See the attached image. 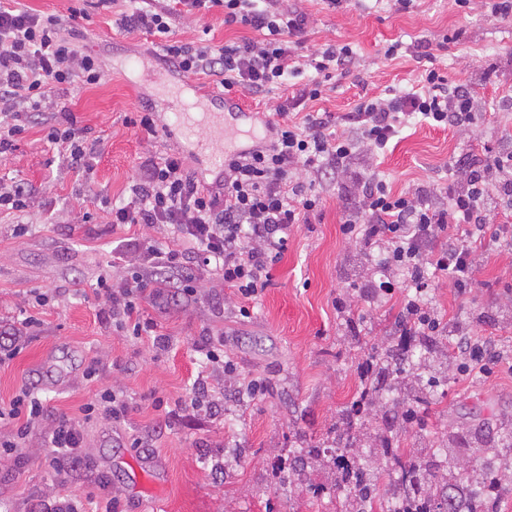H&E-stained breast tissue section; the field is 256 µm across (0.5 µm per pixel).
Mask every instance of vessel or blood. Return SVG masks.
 Wrapping results in <instances>:
<instances>
[{
    "label": "vessel or blood",
    "mask_w": 512,
    "mask_h": 512,
    "mask_svg": "<svg viewBox=\"0 0 512 512\" xmlns=\"http://www.w3.org/2000/svg\"><path fill=\"white\" fill-rule=\"evenodd\" d=\"M214 96L200 90L188 78H180L168 99L167 109L178 116L175 132L191 147L196 156L204 158L209 167L222 169L223 154L217 153L214 145L225 138L228 113L234 112L237 105L233 99H225L224 109L211 111Z\"/></svg>",
    "instance_id": "1"
}]
</instances>
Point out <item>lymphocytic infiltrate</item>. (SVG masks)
I'll return each instance as SVG.
<instances>
[{"instance_id": "f902f5d3", "label": "lymphocytic infiltrate", "mask_w": 512, "mask_h": 512, "mask_svg": "<svg viewBox=\"0 0 512 512\" xmlns=\"http://www.w3.org/2000/svg\"><path fill=\"white\" fill-rule=\"evenodd\" d=\"M120 23L127 33L147 32L163 43V58L181 75L208 78L225 93L259 99L308 73L290 103L273 105L265 123L274 138L239 150L210 182L200 181L176 152L140 162L129 193L103 199L111 224L167 227L166 244L131 240V274L99 279L102 312L117 330L144 338L157 349L167 345L146 306L160 296L193 297L203 275L228 288L242 317L271 285L273 271L288 249L290 233L309 223L323 205L322 188L343 190L346 203L340 232L366 254L378 255L383 274L368 287L377 299L395 301V333L404 345L418 336H452L468 356V370L489 374L481 337L430 304L429 294L448 280L456 297L466 298L479 272V250L512 247V222L490 225L499 207L512 206V150L485 147L454 164L444 184H420L396 193L374 167L389 143L411 122L466 128L479 114L473 86H449L437 69L424 70L408 89L387 88L361 100L344 120L313 110L336 73L346 71L350 45L326 44L307 51L304 36L312 20L302 0H121ZM82 7L68 20L21 7L0 5V157L17 149L31 122H39L72 169L86 168L101 143L70 110L71 86L98 84V59L84 53ZM222 18L225 26L249 29L247 37L221 45L173 39V21ZM45 415L42 400L21 388L0 408V453L24 444ZM51 462L75 466L82 444L80 425L56 419L46 435Z\"/></svg>"}]
</instances>
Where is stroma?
Here are the masks:
<instances>
[{
  "instance_id": "1",
  "label": "stroma",
  "mask_w": 512,
  "mask_h": 512,
  "mask_svg": "<svg viewBox=\"0 0 512 512\" xmlns=\"http://www.w3.org/2000/svg\"><path fill=\"white\" fill-rule=\"evenodd\" d=\"M304 6L314 19L308 45L333 40L357 53L350 70L329 82L318 109L343 117L360 99L410 86L431 65L449 86L478 88L476 126L458 131L413 124L377 157L393 191L447 181L456 160L483 143L512 137V113L502 109L504 98L512 97V17L464 9L454 0H413L405 11L391 0H343L334 9L324 0H305ZM113 20L110 9L90 11L82 50L100 58L102 79L69 96L71 111L102 143L90 177L68 168L37 127L0 161V181L25 184L35 199L23 212L0 210V325L20 330L18 354L0 363V405L29 387L48 418L76 419L82 405L108 388L122 394L130 410L121 423L98 419L83 425L80 461L65 471L44 453V427L32 429L25 448L0 455V512H53L70 499L94 512L113 497L122 512H143L148 503L161 512H336L329 501L312 500L304 486L283 484L277 466L295 446L294 430L309 445L327 447L340 411L360 389L358 363L372 349L394 343L392 303L367 298L362 289L381 269L341 234L344 200L330 188L321 212L290 236L250 317H241L225 302L224 288L206 279L191 300L161 297L151 308L168 350H153L105 323L96 281L107 272L119 275L124 262L116 246L145 231L111 226L100 196L125 194L139 162L170 150L184 154L197 177L206 170L183 143L137 136L125 126V118L138 112L154 113L161 126L174 119L161 107L164 87L141 81L135 65L142 59L166 72L160 56H143L151 36L123 33ZM173 30L175 39L204 38L214 45L245 34L216 18L204 28L179 17ZM395 41L402 44L398 58L384 59V47ZM511 285L512 253L506 251L486 261L469 298L456 299L445 281L432 291L433 304L487 337L502 360L491 376L465 375L447 343H440L441 384L427 425L404 424L401 447H442L449 432L465 433L479 412H494L512 426V307L506 304ZM38 293L50 294L47 305L37 306ZM339 298L359 309L357 321L336 311ZM30 315L39 325L23 327ZM209 334L223 336L224 354L237 375L206 365L198 344ZM91 367L96 374L90 379ZM247 377L264 381V392L248 393ZM202 381L209 389L203 404L164 421L156 401L174 404ZM228 448L244 454L225 462Z\"/></svg>"
}]
</instances>
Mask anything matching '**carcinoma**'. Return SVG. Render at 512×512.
Here are the masks:
<instances>
[{
    "label": "carcinoma",
    "mask_w": 512,
    "mask_h": 512,
    "mask_svg": "<svg viewBox=\"0 0 512 512\" xmlns=\"http://www.w3.org/2000/svg\"><path fill=\"white\" fill-rule=\"evenodd\" d=\"M439 337L420 336L410 351L393 344L372 352L373 367L358 398L341 413L332 429L330 448H297L280 472L307 486L316 497H334L345 491L340 512H498L502 490L496 478L498 449L512 451V428L491 435L489 422L476 420L469 435L478 444L471 469L441 468L440 458L453 448H427L413 456L394 444L406 410L414 412L419 426L429 409L434 391L423 383ZM390 402L384 414V431L376 436L366 426L367 416L379 400ZM379 439L386 467L399 474L380 486L370 469L368 456L359 452L363 442ZM331 472V482L315 483L311 476Z\"/></svg>",
    "instance_id": "cac0c4a2"
}]
</instances>
